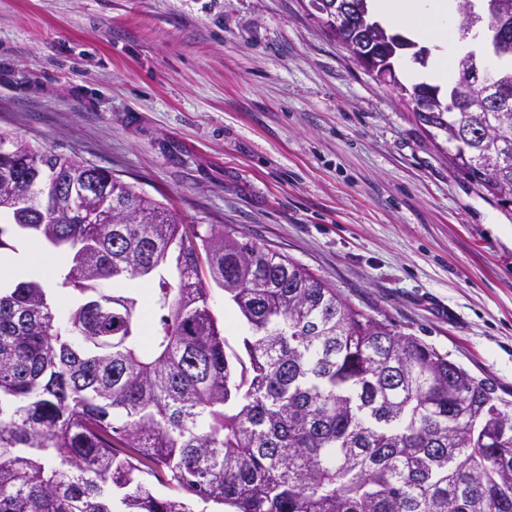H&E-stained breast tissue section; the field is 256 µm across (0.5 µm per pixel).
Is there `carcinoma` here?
I'll return each mask as SVG.
<instances>
[{
	"instance_id": "1",
	"label": "carcinoma",
	"mask_w": 512,
	"mask_h": 512,
	"mask_svg": "<svg viewBox=\"0 0 512 512\" xmlns=\"http://www.w3.org/2000/svg\"><path fill=\"white\" fill-rule=\"evenodd\" d=\"M327 27L344 44L371 22ZM482 0V24L509 17ZM397 82L454 168L512 207V111L478 87ZM466 112H450L457 88ZM0 250L26 231L70 251L0 294V512H512V403L420 338L239 230H204L111 171L0 131ZM153 282L148 339L129 280ZM224 291L249 334L229 345ZM108 282L112 287L105 288ZM168 490L158 496L153 485ZM210 288V305L222 323L225 326V335L231 346L237 348L239 343L240 334L244 329L240 326V323L232 311L233 308L228 302H224L223 291L216 287L213 283H209Z\"/></svg>"
}]
</instances>
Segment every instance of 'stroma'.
<instances>
[{
    "instance_id": "obj_1",
    "label": "stroma",
    "mask_w": 512,
    "mask_h": 512,
    "mask_svg": "<svg viewBox=\"0 0 512 512\" xmlns=\"http://www.w3.org/2000/svg\"><path fill=\"white\" fill-rule=\"evenodd\" d=\"M0 129L233 226L512 401V210L309 0H0Z\"/></svg>"
}]
</instances>
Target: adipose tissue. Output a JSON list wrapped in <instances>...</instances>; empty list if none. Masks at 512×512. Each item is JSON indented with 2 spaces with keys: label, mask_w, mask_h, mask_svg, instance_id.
<instances>
[{
  "label": "adipose tissue",
  "mask_w": 512,
  "mask_h": 512,
  "mask_svg": "<svg viewBox=\"0 0 512 512\" xmlns=\"http://www.w3.org/2000/svg\"><path fill=\"white\" fill-rule=\"evenodd\" d=\"M455 0H377L375 19L385 26L399 24L431 52L430 75L447 85L454 74L455 49L465 47L453 20Z\"/></svg>",
  "instance_id": "1"
}]
</instances>
